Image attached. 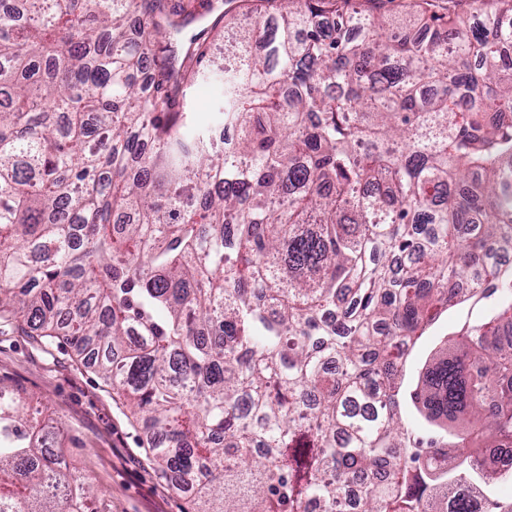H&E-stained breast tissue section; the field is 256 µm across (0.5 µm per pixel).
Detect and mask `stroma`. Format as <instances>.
<instances>
[{
    "label": "stroma",
    "mask_w": 512,
    "mask_h": 512,
    "mask_svg": "<svg viewBox=\"0 0 512 512\" xmlns=\"http://www.w3.org/2000/svg\"><path fill=\"white\" fill-rule=\"evenodd\" d=\"M0 389L54 419L70 473L96 490L93 512H187L155 472L122 399L64 342L44 347L0 329Z\"/></svg>",
    "instance_id": "stroma-1"
}]
</instances>
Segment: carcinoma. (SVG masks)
I'll list each match as a JSON object with an SVG mask.
<instances>
[{"label": "carcinoma", "mask_w": 512, "mask_h": 512, "mask_svg": "<svg viewBox=\"0 0 512 512\" xmlns=\"http://www.w3.org/2000/svg\"><path fill=\"white\" fill-rule=\"evenodd\" d=\"M24 2L0 9V323L96 349L191 512L467 487L512 512L480 453L512 447V7L463 28L423 0L418 38L393 0ZM488 300L402 390L423 331ZM65 467L0 390V512H90Z\"/></svg>", "instance_id": "1"}]
</instances>
